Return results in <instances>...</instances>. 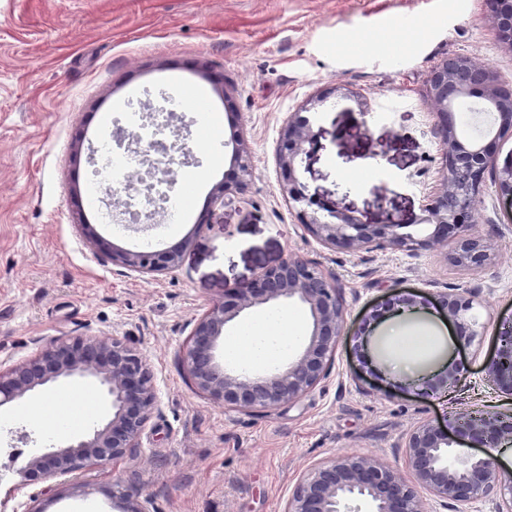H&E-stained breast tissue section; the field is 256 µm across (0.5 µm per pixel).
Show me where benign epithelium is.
<instances>
[{"mask_svg":"<svg viewBox=\"0 0 512 512\" xmlns=\"http://www.w3.org/2000/svg\"><path fill=\"white\" fill-rule=\"evenodd\" d=\"M490 19L502 47L512 52V0H486ZM464 87L487 96L494 86L477 67H463L453 56L442 59L429 73L424 102L435 118L442 150L444 175L419 219L420 230L385 220L367 224L354 214L340 212L304 192L300 172L319 147L317 115L324 102L335 96L363 100L345 85L336 83L288 114L278 137L277 164L283 195L298 204L297 218L321 245L332 250L381 248L410 254L451 247L447 261L457 267L480 270L493 265L492 242L470 232L478 220L476 200L486 180L495 178L504 196H512V163L498 169L494 144L498 134L512 131V114H494L491 131L478 140L455 132L457 120L448 111V99ZM252 151L242 131L232 138L231 181L214 193L235 189L241 193L252 184ZM188 240L161 250L112 249V263L144 274L163 273L181 263ZM437 300L448 322L472 344L484 335L471 297L446 291ZM301 305L308 316L309 332L296 355L275 371L247 373L223 361L226 330L251 310L286 303ZM345 308L336 279L319 265L295 255L265 268L248 283L229 288L224 297L194 320L182 352L184 370L191 383L224 407L240 411L272 410L300 400L330 371L336 341L344 328ZM497 360L487 366V378L512 394V337L499 336ZM92 379L112 404V415L89 434L66 447L30 455L22 461L25 481L52 488L64 478L82 486L83 470L134 453L155 405L156 392L149 367L141 353L124 341L78 336L52 342L26 362L0 370V407L32 397L37 391L64 380ZM463 378L454 362L442 367L433 387H455ZM496 446L512 440V414L462 413L441 428L423 420L408 433L404 454L412 480L389 465L367 456L345 455L322 462L299 479L283 512H349V504L362 503L367 512H424L419 490L436 498L448 512H468L483 500L490 512H512V482L504 479L490 449L480 453L463 450L465 441Z\"/></svg>","mask_w":512,"mask_h":512,"instance_id":"benign-epithelium-1","label":"benign epithelium"}]
</instances>
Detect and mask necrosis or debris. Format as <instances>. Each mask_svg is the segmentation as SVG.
<instances>
[{"mask_svg": "<svg viewBox=\"0 0 512 512\" xmlns=\"http://www.w3.org/2000/svg\"><path fill=\"white\" fill-rule=\"evenodd\" d=\"M110 125L108 143L89 164L100 220L123 229L171 220L179 186L202 174L208 156L191 113L173 110L159 90L148 87L124 111L112 113Z\"/></svg>", "mask_w": 512, "mask_h": 512, "instance_id": "1", "label": "necrosis or debris"}]
</instances>
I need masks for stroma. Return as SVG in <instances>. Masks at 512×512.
<instances>
[{
	"mask_svg": "<svg viewBox=\"0 0 512 512\" xmlns=\"http://www.w3.org/2000/svg\"><path fill=\"white\" fill-rule=\"evenodd\" d=\"M405 23L408 47L365 46ZM467 54L496 64L512 83V53L486 20V0H0V369L56 339L118 338L145 358L156 406L137 451L87 467L92 493L67 484L44 491L22 477L0 483V512H115L123 494L148 512H282L300 477L342 455L378 458L407 474L404 443L421 419L459 411H512V396L486 381L503 318L512 316V199L486 180L471 230L491 237L494 266L467 271L442 255L330 250L298 224L280 190L276 142L290 112L342 83L362 96L321 108L320 147L301 174L309 197L373 224H417L443 172L434 120L424 106L427 74L441 58ZM224 77L215 87L210 75ZM206 86L222 115L210 182L179 224L187 241L178 269L142 274L113 265L94 236L134 249L76 192L86 188L88 149L158 78ZM243 130L253 155L251 190L214 195L231 177V138ZM207 224H198L200 215ZM335 275L346 318L329 375L298 402L266 411L224 407L199 392L181 360L194 320L226 288L252 281L287 255ZM469 291L483 300L480 342L465 345L434 296ZM425 299L405 324L429 349L411 372L394 368L399 348L386 307L397 295ZM466 370L440 392L423 377L447 362ZM0 426V468L47 448L43 425L76 402L106 420L93 383L54 390Z\"/></svg>",
	"mask_w": 512,
	"mask_h": 512,
	"instance_id": "stroma-1",
	"label": "stroma"
}]
</instances>
